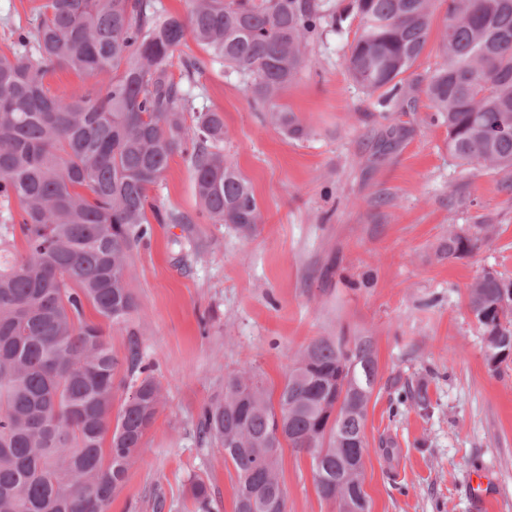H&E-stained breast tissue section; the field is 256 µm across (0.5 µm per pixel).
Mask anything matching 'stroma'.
Listing matches in <instances>:
<instances>
[{
  "mask_svg": "<svg viewBox=\"0 0 512 512\" xmlns=\"http://www.w3.org/2000/svg\"><path fill=\"white\" fill-rule=\"evenodd\" d=\"M41 0H0V51L29 28ZM358 32H325L280 98L310 123L291 140L253 105L245 78L194 41L181 56L203 72L188 83L195 111L223 113L224 154L250 181L263 215L256 237L221 224H157L133 255L138 307L112 330L125 358L138 340L166 404L106 512H195L188 480L210 486L212 512H234L236 472L223 449L200 444L203 407L228 371L250 368L280 391L296 355L321 336H367L378 381L365 424L370 512H512V359L489 366L468 308L486 271L512 279V181L457 166L425 96L381 107L344 63ZM395 111L399 130L384 120ZM158 208L198 210L193 170L177 155L149 191ZM492 224V241L448 259L449 227ZM286 512H336L315 488L310 458L281 455ZM495 484L479 506L477 476Z\"/></svg>",
  "mask_w": 512,
  "mask_h": 512,
  "instance_id": "1",
  "label": "stroma"
}]
</instances>
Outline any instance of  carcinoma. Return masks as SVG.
Segmentation results:
<instances>
[{"mask_svg":"<svg viewBox=\"0 0 512 512\" xmlns=\"http://www.w3.org/2000/svg\"><path fill=\"white\" fill-rule=\"evenodd\" d=\"M435 0H189L163 15L154 0H45L21 51L0 53V512H105L137 463L166 403L159 382L130 386L110 420L119 360L106 327L129 321L137 300L129 271L151 221L227 224L253 238L262 213L249 180L224 157V116L191 112L184 81L197 62L175 58L192 37L243 75L269 124L290 139L310 125L279 103L326 28L359 19L346 70L381 103L425 94L448 132V155L512 176V0H448L440 61L415 83L405 74L424 52ZM181 67L175 77L174 66ZM68 68L96 79L79 98L51 91ZM192 124H187V114ZM177 154L194 173L196 216L161 212L148 191ZM153 218H148L147 212ZM448 230L441 252L468 255L491 239ZM23 249L17 250L16 239ZM91 306L100 318L86 319ZM468 307L487 361L512 354V280L485 272ZM127 376L142 374L138 343ZM378 379L370 340L322 337L299 353L272 402L259 375L232 370L224 395L200 413L202 442L224 449L237 474L235 512L286 505L283 444L306 453L316 490L339 512H369L362 472L367 407ZM194 506L211 492L191 481Z\"/></svg>","mask_w":512,"mask_h":512,"instance_id":"obj_1","label":"carcinoma"}]
</instances>
